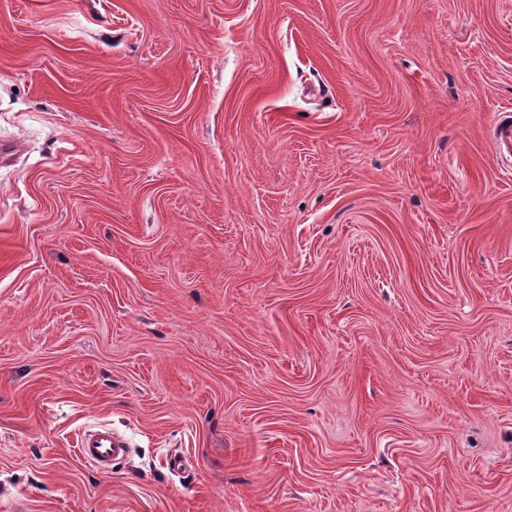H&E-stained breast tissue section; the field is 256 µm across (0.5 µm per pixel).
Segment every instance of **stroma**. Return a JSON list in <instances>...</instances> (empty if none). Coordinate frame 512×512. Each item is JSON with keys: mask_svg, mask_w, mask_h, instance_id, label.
Listing matches in <instances>:
<instances>
[{"mask_svg": "<svg viewBox=\"0 0 512 512\" xmlns=\"http://www.w3.org/2000/svg\"><path fill=\"white\" fill-rule=\"evenodd\" d=\"M507 107L512 0H0V512H512ZM512 110L498 112L490 126L492 142L497 153L512 155ZM128 444L112 429L96 427L85 430L77 441V455L102 473L112 470V461L127 453Z\"/></svg>", "mask_w": 512, "mask_h": 512, "instance_id": "1", "label": "stroma"}]
</instances>
